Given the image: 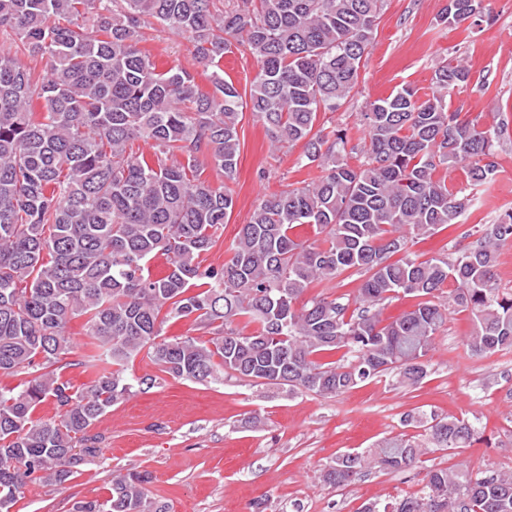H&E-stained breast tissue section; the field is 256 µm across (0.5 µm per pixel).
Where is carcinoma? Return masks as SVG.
I'll return each mask as SVG.
<instances>
[{"label": "carcinoma", "instance_id": "obj_1", "mask_svg": "<svg viewBox=\"0 0 512 512\" xmlns=\"http://www.w3.org/2000/svg\"><path fill=\"white\" fill-rule=\"evenodd\" d=\"M383 3L0 0V32L48 70L39 78L0 53V372L33 375L0 392V512L30 484L64 485L96 455L94 423L161 380L125 376V363L143 351L173 378L227 375L328 398L387 374L420 384L450 303L473 317V355L512 349V291H501L495 272L499 251L512 247V207L474 246L425 260L407 248L411 235L461 223L476 201L435 177L438 168L465 163L470 187L498 170L496 144L508 124L483 127L448 109V96L470 81L463 61L435 69L428 98L405 87L360 113L368 145L357 166L343 130L314 131L319 114L339 110L355 90ZM485 10L484 0H448L442 21H475ZM154 23L186 37L208 67L235 39L259 64L249 102L217 73L213 92L202 94L189 71L159 69L139 48L141 30ZM246 106L272 149L303 143L322 175L263 197L230 259L204 268L200 257L235 205L229 183ZM136 140L184 162L150 163L132 152ZM210 163L224 172V188L200 179ZM302 224L320 239L294 236ZM157 254L168 264L160 278L146 268ZM352 268L366 275L354 310L324 296L297 306L313 284ZM402 294L422 301L383 319L385 303ZM82 315L104 367L74 391L57 364L69 354L68 321ZM167 319H189L210 338L162 340ZM237 319L255 328L245 333ZM338 352L350 360L321 361ZM47 398L57 418L33 422ZM403 424L421 433L346 451L322 480L342 487L368 468L404 470L424 448H466L477 435L464 417L408 414ZM148 479L116 475L104 499L78 501L74 512H167L145 492ZM361 512H512V471L433 470L421 495L369 502Z\"/></svg>", "mask_w": 512, "mask_h": 512}]
</instances>
